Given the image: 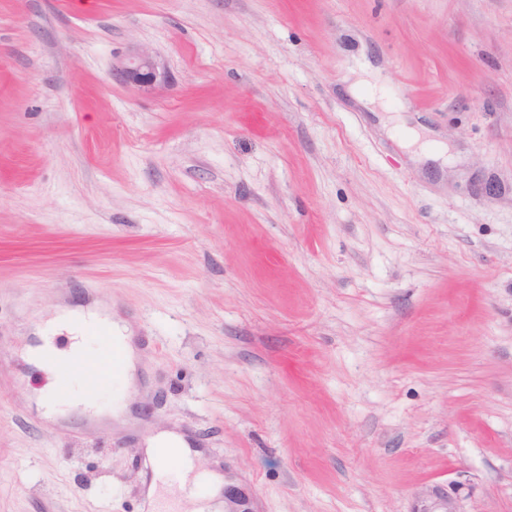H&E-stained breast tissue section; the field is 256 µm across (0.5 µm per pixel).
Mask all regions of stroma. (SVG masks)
<instances>
[{
  "mask_svg": "<svg viewBox=\"0 0 512 512\" xmlns=\"http://www.w3.org/2000/svg\"><path fill=\"white\" fill-rule=\"evenodd\" d=\"M61 307L128 322L124 408L37 409ZM161 432L172 504L512 512V0H0V512H148ZM113 71L121 82L147 91L156 90L168 81V73L159 66L153 53L144 47L136 49L127 62ZM166 446L171 449L169 460H175L181 464L186 473L191 471V457L193 451L186 447V443L177 435L161 434L151 441L150 451L154 452L158 447ZM224 506L225 512H255L253 498L243 489L229 472H224V503L217 500L213 504V512ZM413 512H458L448 491L434 486L422 489L417 495V504Z\"/></svg>",
  "mask_w": 512,
  "mask_h": 512,
  "instance_id": "1",
  "label": "stroma"
}]
</instances>
